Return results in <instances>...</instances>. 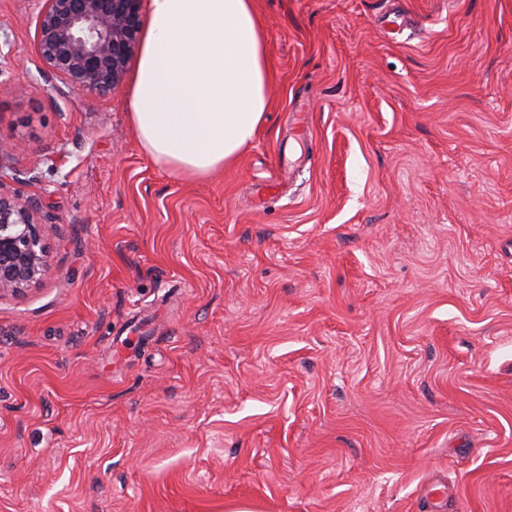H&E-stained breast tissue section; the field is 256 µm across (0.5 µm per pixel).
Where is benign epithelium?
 Listing matches in <instances>:
<instances>
[{
  "instance_id": "1",
  "label": "benign epithelium",
  "mask_w": 512,
  "mask_h": 512,
  "mask_svg": "<svg viewBox=\"0 0 512 512\" xmlns=\"http://www.w3.org/2000/svg\"><path fill=\"white\" fill-rule=\"evenodd\" d=\"M142 0H42L37 54L44 71L80 94L119 88L138 50ZM47 271L36 200L0 180V297L20 295Z\"/></svg>"
}]
</instances>
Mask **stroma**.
Masks as SVG:
<instances>
[{
    "label": "stroma",
    "mask_w": 512,
    "mask_h": 512,
    "mask_svg": "<svg viewBox=\"0 0 512 512\" xmlns=\"http://www.w3.org/2000/svg\"><path fill=\"white\" fill-rule=\"evenodd\" d=\"M254 5L267 123L185 180L0 0L48 262L0 299V512H512V0Z\"/></svg>",
    "instance_id": "35a3bbf8"
}]
</instances>
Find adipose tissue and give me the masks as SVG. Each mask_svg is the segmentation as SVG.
<instances>
[{
  "mask_svg": "<svg viewBox=\"0 0 512 512\" xmlns=\"http://www.w3.org/2000/svg\"><path fill=\"white\" fill-rule=\"evenodd\" d=\"M269 81L253 0H148L128 94L155 164L190 179L233 164L266 122Z\"/></svg>",
  "mask_w": 512,
  "mask_h": 512,
  "instance_id": "obj_1",
  "label": "adipose tissue"
}]
</instances>
